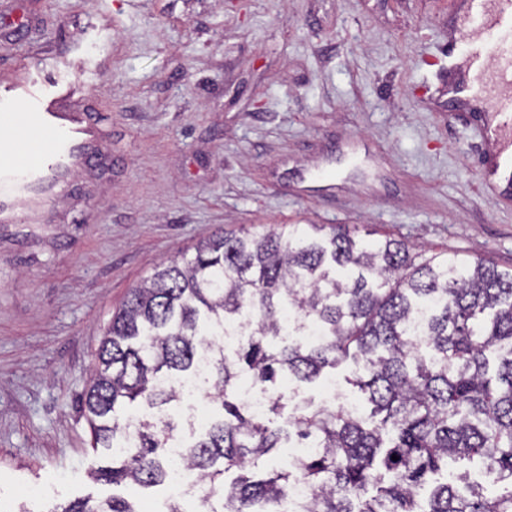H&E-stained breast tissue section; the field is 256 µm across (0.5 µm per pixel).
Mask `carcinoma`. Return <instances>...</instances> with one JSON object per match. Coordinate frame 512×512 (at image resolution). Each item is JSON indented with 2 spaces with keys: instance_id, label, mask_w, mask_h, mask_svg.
Masks as SVG:
<instances>
[{
  "instance_id": "cac0c4a2",
  "label": "carcinoma",
  "mask_w": 512,
  "mask_h": 512,
  "mask_svg": "<svg viewBox=\"0 0 512 512\" xmlns=\"http://www.w3.org/2000/svg\"><path fill=\"white\" fill-rule=\"evenodd\" d=\"M322 230H219L131 289L81 400L93 447L112 450V466L92 477L165 485L174 430L165 410L180 401L171 382L194 375L206 352L214 417L185 462L213 495L211 512H252L258 501L273 510L296 477L314 491L307 512H512V273L482 258L426 257L391 237L365 241L344 225L327 239ZM289 312L295 330L320 340L279 343ZM228 323L241 325L242 339L225 353L212 339ZM348 360L369 417L320 404L285 413L279 380L313 382ZM243 378L271 391L264 416L241 401ZM135 403L143 411L132 433ZM281 420L298 447H316L297 470L270 464ZM458 459L501 486L487 494L463 477L448 481ZM62 512L138 510L110 496Z\"/></svg>"
}]
</instances>
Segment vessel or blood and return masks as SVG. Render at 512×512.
Listing matches in <instances>:
<instances>
[{
    "mask_svg": "<svg viewBox=\"0 0 512 512\" xmlns=\"http://www.w3.org/2000/svg\"><path fill=\"white\" fill-rule=\"evenodd\" d=\"M476 7L480 23L471 37L468 76L455 87L454 99L488 108L507 128L512 126V49H502L495 69H487L485 39L494 32L512 33V0H477ZM93 62L79 40L58 61L57 71L38 62L28 67L22 81L0 83V115L11 118L17 131L48 140L34 163H0V225L48 223L50 202L88 170L100 150L101 120L65 106L83 92V76ZM480 176L492 194L511 193L512 148L489 154Z\"/></svg>",
    "mask_w": 512,
    "mask_h": 512,
    "instance_id": "b4317fda",
    "label": "vessel or blood"
}]
</instances>
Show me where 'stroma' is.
<instances>
[{
  "label": "stroma",
  "instance_id": "stroma-1",
  "mask_svg": "<svg viewBox=\"0 0 512 512\" xmlns=\"http://www.w3.org/2000/svg\"><path fill=\"white\" fill-rule=\"evenodd\" d=\"M102 154L49 224L0 225V512L100 500L79 397L113 313L214 232L355 226L512 270V198L487 195L460 0H0V79L90 27Z\"/></svg>",
  "mask_w": 512,
  "mask_h": 512
}]
</instances>
